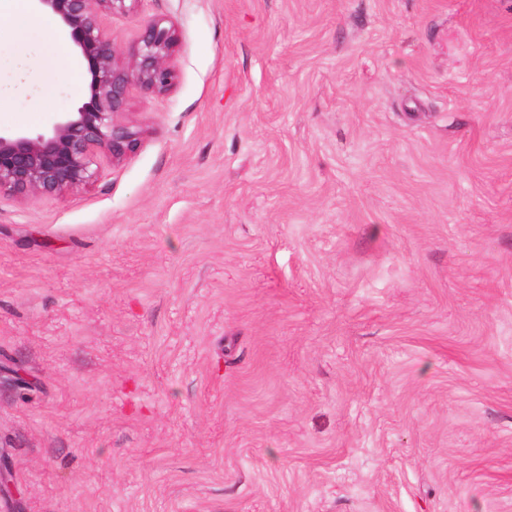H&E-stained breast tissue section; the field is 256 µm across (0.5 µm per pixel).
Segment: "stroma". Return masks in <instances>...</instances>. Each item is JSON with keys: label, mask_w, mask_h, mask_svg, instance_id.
Wrapping results in <instances>:
<instances>
[{"label": "stroma", "mask_w": 512, "mask_h": 512, "mask_svg": "<svg viewBox=\"0 0 512 512\" xmlns=\"http://www.w3.org/2000/svg\"><path fill=\"white\" fill-rule=\"evenodd\" d=\"M173 87L0 195V512H512V0H140ZM0 50V128L81 101Z\"/></svg>", "instance_id": "obj_1"}]
</instances>
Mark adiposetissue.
<instances>
[{"instance_id":"1","label":"adipose tissue","mask_w":512,"mask_h":512,"mask_svg":"<svg viewBox=\"0 0 512 512\" xmlns=\"http://www.w3.org/2000/svg\"><path fill=\"white\" fill-rule=\"evenodd\" d=\"M10 18L5 44L17 55L24 68L52 73L50 81L40 84L35 98L36 111L46 109L55 93L56 78L77 82L82 62L70 59L64 39L49 37L46 30L35 27L29 0H6Z\"/></svg>"}]
</instances>
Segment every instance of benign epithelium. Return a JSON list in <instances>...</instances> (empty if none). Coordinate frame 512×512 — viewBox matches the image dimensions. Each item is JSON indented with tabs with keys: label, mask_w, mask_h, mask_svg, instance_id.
<instances>
[{
	"label": "benign epithelium",
	"mask_w": 512,
	"mask_h": 512,
	"mask_svg": "<svg viewBox=\"0 0 512 512\" xmlns=\"http://www.w3.org/2000/svg\"><path fill=\"white\" fill-rule=\"evenodd\" d=\"M33 14L57 21L86 63L85 98L46 132L0 130V194L61 195L90 185L96 158L133 152L142 130L122 120L129 90L164 93L175 78L177 34L162 18L140 24L128 53L117 56L100 26L103 14H128L140 0H31Z\"/></svg>",
	"instance_id": "1"
}]
</instances>
